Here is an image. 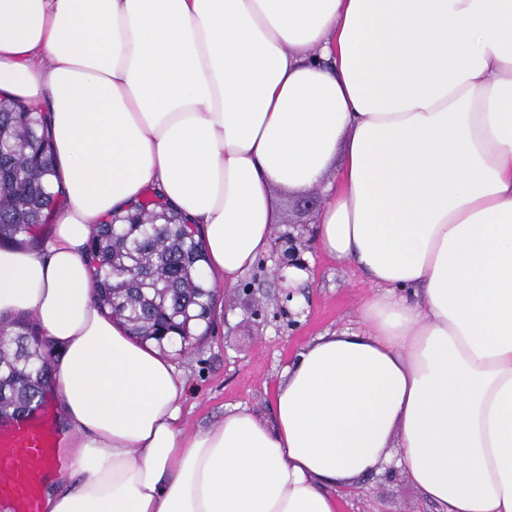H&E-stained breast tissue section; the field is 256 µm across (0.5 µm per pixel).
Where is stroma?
<instances>
[{
	"mask_svg": "<svg viewBox=\"0 0 512 512\" xmlns=\"http://www.w3.org/2000/svg\"><path fill=\"white\" fill-rule=\"evenodd\" d=\"M280 201L275 235L314 239L317 215L299 207L300 193L277 189ZM281 246L270 252L233 288H219L208 335L191 353L167 347L187 380L181 426L189 431L221 422L225 411L248 406L260 418L272 416V395L285 367L302 347L333 332H363L358 315L371 288L348 261L305 251L308 280L285 300L274 271ZM340 512H440L399 468L389 465L339 493Z\"/></svg>",
	"mask_w": 512,
	"mask_h": 512,
	"instance_id": "35a3bbf8",
	"label": "stroma"
}]
</instances>
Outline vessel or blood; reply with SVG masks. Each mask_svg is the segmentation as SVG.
I'll use <instances>...</instances> for the list:
<instances>
[{"label":"vessel or blood","mask_w":512,"mask_h":512,"mask_svg":"<svg viewBox=\"0 0 512 512\" xmlns=\"http://www.w3.org/2000/svg\"><path fill=\"white\" fill-rule=\"evenodd\" d=\"M60 432L48 408L0 421V499L14 512H42V485L60 474Z\"/></svg>","instance_id":"vessel-or-blood-1"}]
</instances>
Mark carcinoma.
Wrapping results in <instances>:
<instances>
[{"mask_svg": "<svg viewBox=\"0 0 512 512\" xmlns=\"http://www.w3.org/2000/svg\"><path fill=\"white\" fill-rule=\"evenodd\" d=\"M54 164L42 113L0 101V244L39 243L58 201ZM87 249L96 300L136 339L161 350L178 341L182 355L207 335L217 290L199 276L202 242L176 211L140 205L122 224L97 225ZM41 346L30 321L0 323V412L42 404L50 362Z\"/></svg>", "mask_w": 512, "mask_h": 512, "instance_id": "1", "label": "carcinoma"}]
</instances>
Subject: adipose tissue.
Returning a JSON list of instances; mask_svg holds the SVG:
<instances>
[{
  "label": "adipose tissue",
  "mask_w": 512,
  "mask_h": 512,
  "mask_svg": "<svg viewBox=\"0 0 512 512\" xmlns=\"http://www.w3.org/2000/svg\"><path fill=\"white\" fill-rule=\"evenodd\" d=\"M0 95L46 115L66 200L0 248V319L59 354L75 481L46 512H338L393 448L442 512H512V0H0ZM320 184L365 333L302 348L271 419L183 430L186 380L98 307L89 239L157 192L232 288L275 187Z\"/></svg>",
  "instance_id": "adipose-tissue-1"
}]
</instances>
